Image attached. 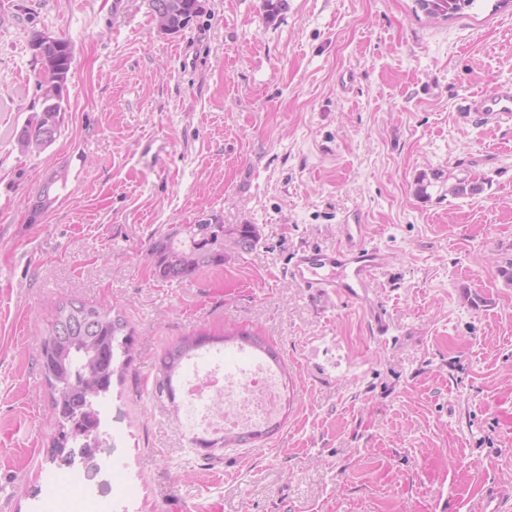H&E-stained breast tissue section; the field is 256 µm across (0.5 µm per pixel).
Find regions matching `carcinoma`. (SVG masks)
<instances>
[{"label": "carcinoma", "instance_id": "cac0c4a2", "mask_svg": "<svg viewBox=\"0 0 512 512\" xmlns=\"http://www.w3.org/2000/svg\"><path fill=\"white\" fill-rule=\"evenodd\" d=\"M425 14L447 17L474 5L475 0H415ZM150 10L161 31L176 34L204 10L203 0H149ZM39 65L36 84L40 91V110L21 128L20 139L34 142L35 152L50 145L44 139L46 129L61 132L65 125L67 88L73 63V50L68 40L58 37L43 44V33L31 39ZM484 190V182L476 177L458 178L448 184V195L474 196ZM258 240L253 224H240L234 230L224 229L217 216L205 223L185 224L182 234L168 231L155 238L148 254L155 272L163 280L184 282L207 267L224 265L227 251H250ZM49 329L42 341V373L51 392L55 415L67 422L100 424L95 401L110 391L112 378L124 379L133 358V329L120 313L107 306L89 305L81 301L61 302L47 311ZM239 341L258 349L273 361L279 355L266 348L264 337L246 329H235L221 335L205 331L192 332L164 349L159 356L155 392L175 404L174 380L180 375L184 361L209 345ZM278 429L271 426L261 432L226 434L222 446L245 444L261 434Z\"/></svg>", "mask_w": 512, "mask_h": 512}]
</instances>
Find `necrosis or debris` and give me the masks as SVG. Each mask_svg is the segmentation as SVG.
<instances>
[{
  "mask_svg": "<svg viewBox=\"0 0 512 512\" xmlns=\"http://www.w3.org/2000/svg\"><path fill=\"white\" fill-rule=\"evenodd\" d=\"M209 357L210 369L178 378L179 397L194 430L220 436L259 429L276 419L281 393L270 364L254 356L244 366L226 368L219 351Z\"/></svg>",
  "mask_w": 512,
  "mask_h": 512,
  "instance_id": "1",
  "label": "necrosis or debris"
}]
</instances>
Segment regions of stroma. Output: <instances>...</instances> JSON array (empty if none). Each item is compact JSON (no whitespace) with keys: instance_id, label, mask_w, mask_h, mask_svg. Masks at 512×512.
<instances>
[{"instance_id":"obj_1","label":"stroma","mask_w":512,"mask_h":512,"mask_svg":"<svg viewBox=\"0 0 512 512\" xmlns=\"http://www.w3.org/2000/svg\"><path fill=\"white\" fill-rule=\"evenodd\" d=\"M70 41L68 119L24 156L40 109L33 32ZM512 85V0L433 18L414 0H205L166 34L148 0H0V512H74L77 488L137 512H482L512 505V122L464 104ZM66 169L59 200L29 205ZM480 176L453 197L449 177ZM431 179L419 196L421 178ZM216 215L250 251L157 278L150 241ZM390 256L369 304L288 275L352 215ZM111 303L134 329L124 385L74 476L41 370L53 304ZM388 331L377 334L375 314ZM264 336L288 369L279 429L209 460L153 393L192 331Z\"/></svg>"}]
</instances>
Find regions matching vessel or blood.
Here are the masks:
<instances>
[{
	"label": "vessel or blood",
	"instance_id": "b4317fda",
	"mask_svg": "<svg viewBox=\"0 0 512 512\" xmlns=\"http://www.w3.org/2000/svg\"><path fill=\"white\" fill-rule=\"evenodd\" d=\"M469 109L486 118L512 120V85L473 97ZM340 232L345 240L337 249H304L292 260L290 275L301 286L321 294H333L366 302L367 290L388 257L376 246L364 245L360 224H344Z\"/></svg>",
	"mask_w": 512,
	"mask_h": 512
}]
</instances>
